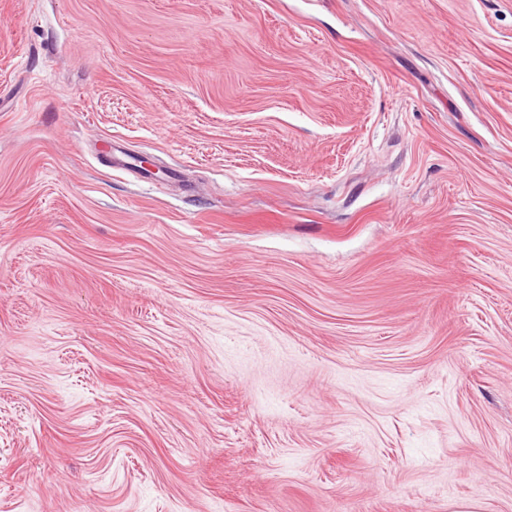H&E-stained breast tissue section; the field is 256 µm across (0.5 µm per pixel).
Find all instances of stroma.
<instances>
[{"label": "stroma", "instance_id": "1", "mask_svg": "<svg viewBox=\"0 0 512 512\" xmlns=\"http://www.w3.org/2000/svg\"><path fill=\"white\" fill-rule=\"evenodd\" d=\"M468 500L512 512V0H0V512Z\"/></svg>", "mask_w": 512, "mask_h": 512}]
</instances>
